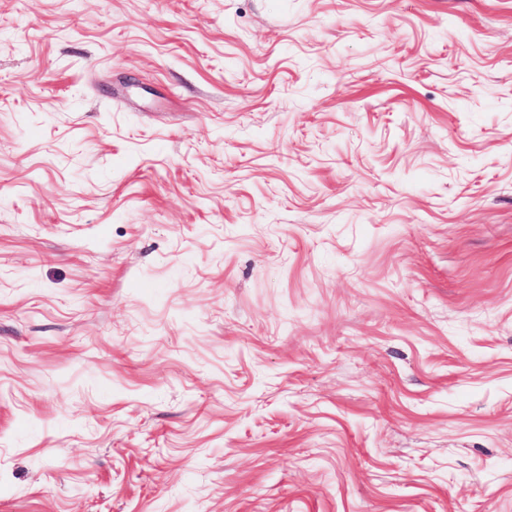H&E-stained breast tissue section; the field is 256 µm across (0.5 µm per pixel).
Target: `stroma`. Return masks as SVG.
Segmentation results:
<instances>
[{"instance_id":"stroma-1","label":"stroma","mask_w":512,"mask_h":512,"mask_svg":"<svg viewBox=\"0 0 512 512\" xmlns=\"http://www.w3.org/2000/svg\"><path fill=\"white\" fill-rule=\"evenodd\" d=\"M0 512H512V0H0Z\"/></svg>"}]
</instances>
